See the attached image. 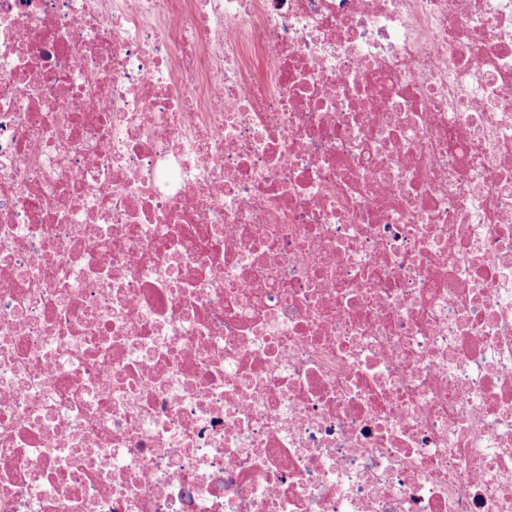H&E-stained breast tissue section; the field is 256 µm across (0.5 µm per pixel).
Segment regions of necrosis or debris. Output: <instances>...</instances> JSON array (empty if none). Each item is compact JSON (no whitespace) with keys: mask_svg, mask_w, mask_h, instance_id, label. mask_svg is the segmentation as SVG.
I'll return each mask as SVG.
<instances>
[{"mask_svg":"<svg viewBox=\"0 0 512 512\" xmlns=\"http://www.w3.org/2000/svg\"><path fill=\"white\" fill-rule=\"evenodd\" d=\"M0 512H512V0H0Z\"/></svg>","mask_w":512,"mask_h":512,"instance_id":"obj_1","label":"necrosis or debris"}]
</instances>
